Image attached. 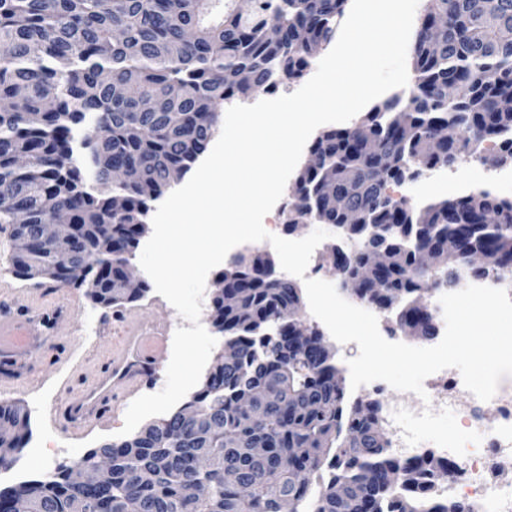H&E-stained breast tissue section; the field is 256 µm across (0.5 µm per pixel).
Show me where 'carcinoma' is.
I'll return each instance as SVG.
<instances>
[{"label": "carcinoma", "instance_id": "cac0c4a2", "mask_svg": "<svg viewBox=\"0 0 512 512\" xmlns=\"http://www.w3.org/2000/svg\"><path fill=\"white\" fill-rule=\"evenodd\" d=\"M347 2L0 0V224L13 225L15 275L39 269L104 306L142 298L147 284L128 293L121 282L170 172L188 173L208 150L222 105L303 77ZM411 57L408 87L315 138L321 165L298 172L288 224L343 226L356 246L328 256L336 273L361 279L358 300L395 313L402 334L429 340L421 293L512 273V200L486 188L416 211L388 185L487 143L512 161V0H427ZM114 167L126 178L112 179ZM59 209L75 225L62 259L37 233ZM348 211L361 223H346ZM372 247L389 265L370 273ZM474 251L487 262L470 263ZM272 269L257 251L220 274L213 324L235 358L216 362L180 409L86 453L84 465L111 458L112 484L85 491L82 512H280L285 500L295 512H473L436 494L454 460L396 454L380 402L347 396L323 333L296 337L299 288ZM256 390L268 398L249 414L241 401ZM29 425L22 407L0 405V471L15 466ZM202 456L211 469L198 468ZM70 470L0 486V512H76ZM143 470L153 482L139 481Z\"/></svg>", "mask_w": 512, "mask_h": 512}]
</instances>
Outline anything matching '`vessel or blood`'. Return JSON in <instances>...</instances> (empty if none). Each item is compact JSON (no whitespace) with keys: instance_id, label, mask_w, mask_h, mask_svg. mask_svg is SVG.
I'll return each mask as SVG.
<instances>
[{"instance_id":"obj_1","label":"vessel or blood","mask_w":512,"mask_h":512,"mask_svg":"<svg viewBox=\"0 0 512 512\" xmlns=\"http://www.w3.org/2000/svg\"><path fill=\"white\" fill-rule=\"evenodd\" d=\"M61 313L60 308L28 310L23 319H0V356L14 358L26 353L36 343L45 328ZM160 346L146 333L130 335L112 356L109 375L99 378L72 400L71 413L78 418L95 420L99 405L111 389L134 391L138 383L153 374Z\"/></svg>"}]
</instances>
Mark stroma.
I'll return each mask as SVG.
<instances>
[{
    "mask_svg": "<svg viewBox=\"0 0 512 512\" xmlns=\"http://www.w3.org/2000/svg\"><path fill=\"white\" fill-rule=\"evenodd\" d=\"M482 183L478 170L459 162L448 170L447 187H440L426 173L392 187L391 192L397 197L407 196L418 208L456 195L460 185ZM41 305L62 307L69 316L45 330L40 346L25 361L0 366V401L24 406L30 415L32 436L49 435L51 458L75 468L88 450L117 441L133 396L120 390L106 398L99 423L90 426L69 414L68 401L105 373L124 334L145 325L158 327L165 344L157 356L154 374L141 381L138 392H160L171 357L169 343L175 330L186 327L187 322L152 288L138 301L127 304L126 315L116 321L111 308L92 302L83 289L58 288L48 279L21 281L7 272L0 275V318Z\"/></svg>",
    "mask_w": 512,
    "mask_h": 512,
    "instance_id": "35a3bbf8",
    "label": "stroma"
}]
</instances>
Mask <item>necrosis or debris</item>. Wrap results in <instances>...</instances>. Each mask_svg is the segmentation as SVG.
<instances>
[{
    "instance_id": "4bbe7bcc",
    "label": "necrosis or debris",
    "mask_w": 512,
    "mask_h": 512,
    "mask_svg": "<svg viewBox=\"0 0 512 512\" xmlns=\"http://www.w3.org/2000/svg\"><path fill=\"white\" fill-rule=\"evenodd\" d=\"M425 390L428 402L383 405L382 417L392 434V447L400 454H421L429 445L417 432L423 421L454 419L463 427L480 431L467 443L441 441L442 454L458 459V474L449 481L450 493L469 500L473 512H512V483L502 481L499 464L512 457V377L502 379L494 398L484 402L469 393L455 369L436 373ZM494 409L496 423L484 428L485 409Z\"/></svg>"
}]
</instances>
